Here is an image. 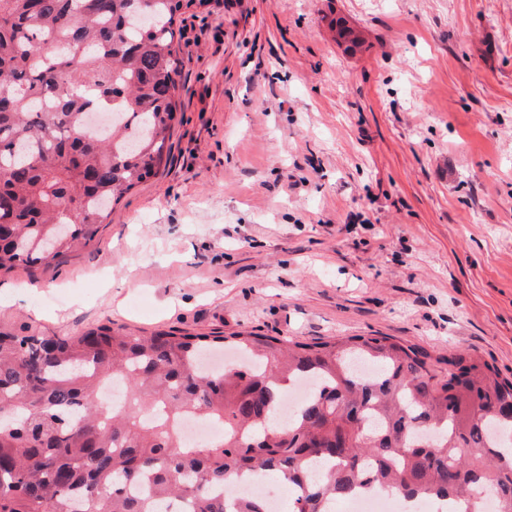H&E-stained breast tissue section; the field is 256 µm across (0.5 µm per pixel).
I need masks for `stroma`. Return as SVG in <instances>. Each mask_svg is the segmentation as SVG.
<instances>
[{
    "label": "stroma",
    "mask_w": 512,
    "mask_h": 512,
    "mask_svg": "<svg viewBox=\"0 0 512 512\" xmlns=\"http://www.w3.org/2000/svg\"><path fill=\"white\" fill-rule=\"evenodd\" d=\"M177 40L167 167L1 273L0 330L387 336L511 377L512 0H210Z\"/></svg>",
    "instance_id": "stroma-1"
}]
</instances>
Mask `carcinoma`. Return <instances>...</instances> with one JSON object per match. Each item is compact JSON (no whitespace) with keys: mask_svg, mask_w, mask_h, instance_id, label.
<instances>
[{"mask_svg":"<svg viewBox=\"0 0 512 512\" xmlns=\"http://www.w3.org/2000/svg\"><path fill=\"white\" fill-rule=\"evenodd\" d=\"M195 1L0 0V270L88 246L166 167L175 39ZM94 111L113 122L88 134ZM216 350L243 360L205 369ZM448 364L440 378L378 336L0 333V512H266L233 489L254 472L299 487L289 512H332L372 484L463 502L483 490L512 512V379L464 354ZM301 379L315 390L282 424L284 384ZM187 416L219 436L182 441Z\"/></svg>","mask_w":512,"mask_h":512,"instance_id":"1","label":"carcinoma"}]
</instances>
